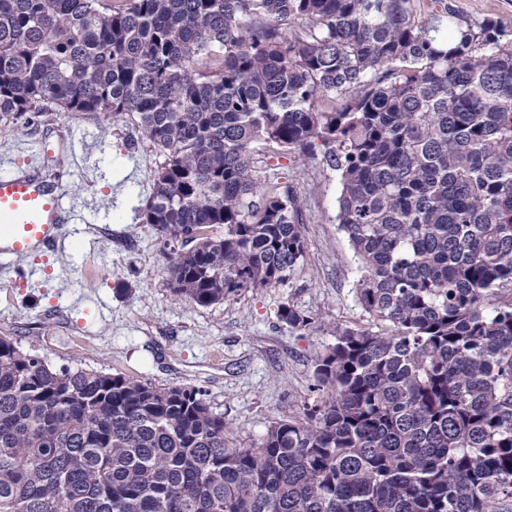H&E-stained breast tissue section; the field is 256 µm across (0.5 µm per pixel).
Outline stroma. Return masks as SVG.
<instances>
[{
	"mask_svg": "<svg viewBox=\"0 0 512 512\" xmlns=\"http://www.w3.org/2000/svg\"><path fill=\"white\" fill-rule=\"evenodd\" d=\"M132 120L46 111L26 123H0V156L23 164L41 134L72 131L92 146L93 163L68 190L93 205L111 237L87 231L80 243L41 255L37 286L0 273V336L55 367L121 374L155 385L194 387L229 425L230 446L258 441L276 418H302L317 397L312 366L339 324L367 325L355 297L359 273L335 220L338 180L321 160L294 164L256 155L263 176L292 180L304 200L307 258L283 285L210 307L174 300L166 247L131 209L148 196L163 161L131 137ZM290 304L315 320L303 331L282 322Z\"/></svg>",
	"mask_w": 512,
	"mask_h": 512,
	"instance_id": "stroma-1",
	"label": "stroma"
}]
</instances>
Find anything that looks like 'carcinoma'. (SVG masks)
Masks as SVG:
<instances>
[{"instance_id":"1","label":"carcinoma","mask_w":512,"mask_h":512,"mask_svg":"<svg viewBox=\"0 0 512 512\" xmlns=\"http://www.w3.org/2000/svg\"><path fill=\"white\" fill-rule=\"evenodd\" d=\"M50 108L131 118L163 155L140 220L198 307L303 265L300 197L254 156L321 158L380 329L336 325L321 400L251 448L199 390L57 369L0 336V512L512 499V29L445 0H0V122Z\"/></svg>"}]
</instances>
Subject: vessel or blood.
Segmentation results:
<instances>
[{
  "label": "vessel or blood",
  "instance_id": "obj_1",
  "mask_svg": "<svg viewBox=\"0 0 512 512\" xmlns=\"http://www.w3.org/2000/svg\"><path fill=\"white\" fill-rule=\"evenodd\" d=\"M94 221L71 202L61 181L46 178L40 168L0 173V268L15 269L21 285L38 282L42 271L20 267V260L83 236Z\"/></svg>",
  "mask_w": 512,
  "mask_h": 512
}]
</instances>
